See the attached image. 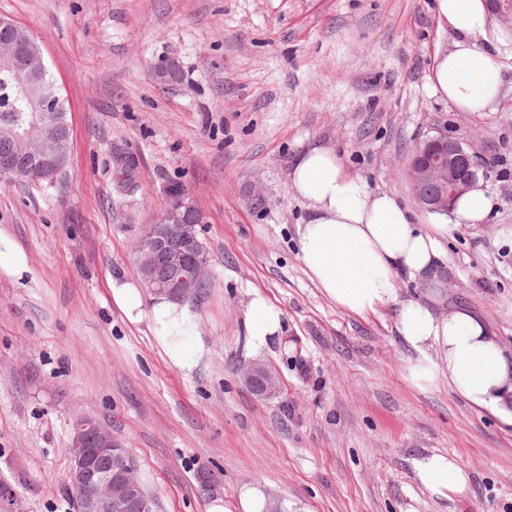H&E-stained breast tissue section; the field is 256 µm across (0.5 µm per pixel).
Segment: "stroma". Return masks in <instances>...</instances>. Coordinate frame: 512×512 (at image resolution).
<instances>
[{
  "instance_id": "stroma-1",
  "label": "stroma",
  "mask_w": 512,
  "mask_h": 512,
  "mask_svg": "<svg viewBox=\"0 0 512 512\" xmlns=\"http://www.w3.org/2000/svg\"><path fill=\"white\" fill-rule=\"evenodd\" d=\"M0 17L39 40L73 124L56 182L0 181V236L27 263L19 277L0 270V512H74L83 415L121 437L157 512H206L249 483L284 512H512V426L447 386L410 384L394 307L360 316L322 295L288 185L291 160L318 142L419 220L403 175L417 140H462L496 205L444 240L445 294L512 347L511 55L496 110L457 112L428 85L453 43L434 0H0ZM171 61L176 79L160 81ZM173 183L205 213L211 259L208 288L187 301L185 343L204 346L188 375L111 292L113 279L140 282L136 245ZM251 183L265 208L249 206ZM253 288L283 310L291 346L261 358L280 381L269 396L242 379ZM427 452L469 469L465 496L416 481Z\"/></svg>"
}]
</instances>
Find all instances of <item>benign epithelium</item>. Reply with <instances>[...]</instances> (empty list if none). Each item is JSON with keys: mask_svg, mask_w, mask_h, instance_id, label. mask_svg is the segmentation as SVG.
Returning <instances> with one entry per match:
<instances>
[{"mask_svg": "<svg viewBox=\"0 0 512 512\" xmlns=\"http://www.w3.org/2000/svg\"><path fill=\"white\" fill-rule=\"evenodd\" d=\"M23 78V93L32 123L43 135L27 151L0 152V177L11 180L23 173L38 184L55 177L70 161L71 126L56 83L47 79L40 45L15 23L0 19V56ZM426 159L409 169V180L418 204L428 210H448L451 196L477 182L478 157L460 139L446 133L417 141ZM206 223L189 192L164 204L147 225L136 250L139 272L152 291H164L184 301L196 296L208 273L209 255L198 226ZM244 383L259 395L279 388L268 366L255 364L243 373ZM69 485L75 512H154V501L141 492L138 466L122 439L91 418H81L73 428Z\"/></svg>", "mask_w": 512, "mask_h": 512, "instance_id": "benign-epithelium-1", "label": "benign epithelium"}]
</instances>
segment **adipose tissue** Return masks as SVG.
I'll return each instance as SVG.
<instances>
[{
  "label": "adipose tissue",
  "mask_w": 512,
  "mask_h": 512,
  "mask_svg": "<svg viewBox=\"0 0 512 512\" xmlns=\"http://www.w3.org/2000/svg\"><path fill=\"white\" fill-rule=\"evenodd\" d=\"M436 14L454 34L449 51L437 54L429 76L431 91L459 112H492L505 80L503 59L512 51V31L491 20L488 0H436ZM309 218L298 227V249L309 279L342 310L374 314L396 308L402 340L416 352L408 379L418 389L447 380L449 389L472 406L512 421V353L485 323L463 308L435 314L443 279L441 239L465 224L484 223L494 198L474 186L445 212H431L426 227L411 224L396 195L371 190L349 175L332 148L300 153L288 175ZM426 285L429 302L398 296L399 277ZM112 300L128 323L149 320L154 339L170 365L191 373L195 352L182 347L195 316L168 297L145 298L132 282L113 280ZM283 310L253 288L243 319V347L259 357L283 338ZM418 483L451 499L465 495L471 477L454 457L428 453L415 460Z\"/></svg>",
  "instance_id": "1"
}]
</instances>
